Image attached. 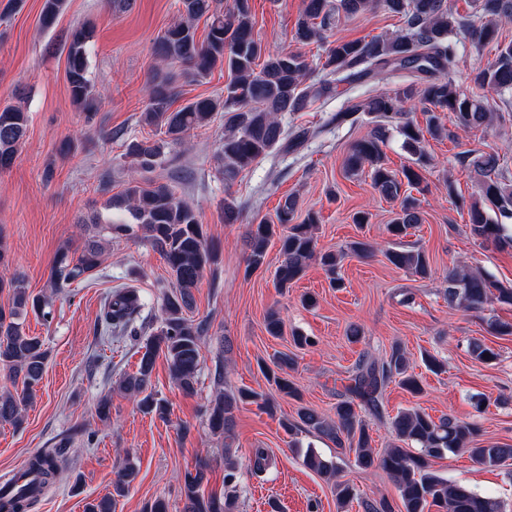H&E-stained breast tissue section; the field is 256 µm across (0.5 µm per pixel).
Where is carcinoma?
<instances>
[{"instance_id":"carcinoma-1","label":"carcinoma","mask_w":512,"mask_h":512,"mask_svg":"<svg viewBox=\"0 0 512 512\" xmlns=\"http://www.w3.org/2000/svg\"><path fill=\"white\" fill-rule=\"evenodd\" d=\"M65 0H45L42 24L50 26L62 13ZM187 17L169 26L154 43L153 55L163 62H179L188 67L194 78H204L216 68H228L231 74L222 97H202L179 108H173L178 92L168 77L154 76L149 85L144 122L159 129L164 138L156 141L132 140L126 144L125 156L143 172H152L165 160L164 149L180 146L192 128L206 126L214 115L224 117V139L219 146L222 166L219 174L228 184L257 160L273 150L295 151L317 130L303 128L296 133L285 129L278 115L282 112H308L315 104L325 105L336 95L340 84L353 83L368 74L384 75L410 70L425 79L397 89H373L367 98H347L330 116L329 123L338 127L354 124L358 114L371 118L367 135L353 142L345 161L349 172L370 169L373 187L384 197L400 201L388 232L400 240L422 218L414 199L401 196L402 185L418 186L423 171L430 163L425 151L426 137L445 134L458 136L460 131L488 127L494 120L483 91H512V41L502 40L504 25L512 22V0H480L485 21L477 28L469 16L454 9L449 0H302L295 23L293 39L307 45L321 42L340 16L353 17L381 7L403 26L392 35L366 40L339 35L327 49L321 69L311 66L305 55L297 51L265 53L254 35V17L249 0H234L228 13L211 9L210 0H182ZM203 15L210 20L204 41L197 39L193 20ZM465 32L478 45L495 46L494 61L479 69L474 76L476 90L464 93L448 82L447 73L457 65L451 37ZM89 34L78 29L67 46L66 80L72 102L92 119L98 111L97 99L89 78ZM422 105L425 125L408 117L406 105ZM456 131L445 132L441 113ZM29 115L18 105L0 107V170L9 168L23 143ZM402 137L403 148L411 156V164L399 172L385 166L384 147L391 132ZM462 166L474 174L477 199L468 207L471 235L484 243L499 247L512 245V235H504L499 219H512V184L505 176V159L497 151L465 150L459 154ZM119 199L125 203L127 216L97 217L87 225L92 235L78 251L60 250L51 270L53 286L67 288L83 280L101 263L100 234L111 238L142 237L160 254L174 277L173 291L164 295L158 315L148 322L150 337L142 346L138 369L122 377L119 386L138 401L146 413L164 419L167 406L156 394L147 392L156 358L164 355L178 387L186 395L195 392L199 371L201 345L208 336L206 319L188 316L194 303L193 290L198 287L203 271L213 265L216 254L209 244L196 210L178 198L167 183L136 180L126 184ZM494 212V219L489 212ZM314 215L300 217L296 196L282 199L275 219H262L249 225L246 244L249 249L247 267L250 271L266 263L268 247L278 238L279 265L276 284L286 288L298 279L309 263L317 260L330 277L333 288L342 286L337 277L340 256L316 250ZM385 258L398 268H405L425 278L431 267L426 252L419 247L391 248ZM12 295L9 307L0 306V366L13 380H21L22 392L0 394V424L18 427L23 413L39 385L48 351L38 336L25 332L28 313L46 320L50 317L49 302L44 296L28 292L21 279L0 277V292ZM446 299L448 305L466 311L480 312L495 301L512 305V288H503L490 276L472 273L461 267L448 271ZM145 304L135 288L122 287L111 293L101 316L103 332L122 336L134 322L142 318ZM471 353L482 362L498 358L493 349L478 340L470 343ZM295 359L281 355L276 369H265L274 394L302 400L299 389L288 377ZM414 396L424 392L418 377L409 372L407 358L399 344H394L382 361L362 359L345 387L343 398L336 403L335 417L325 418L315 410L302 406L297 419L281 421L287 432L314 431L340 449L354 453L361 469L378 468L395 483L400 506L387 499L362 497L348 481L338 479L335 463L308 450L303 463L312 471L335 479L336 502L343 507L356 500L364 512H502L501 503L492 495L479 494L468 487L450 483L431 469V461L447 455L466 454L483 466H498L512 459V446H482L478 443L476 424L452 415L432 418L425 411L412 407L399 411L392 420V430L399 444L377 453L373 438L362 413L380 412L387 384L393 377ZM242 404H255L267 413L275 409L273 394H259L246 389L226 394L206 406L212 435L226 439L224 455H230L227 440L235 425V412ZM68 462V445L60 442L40 451L27 462L35 484L8 498L0 496V512H29L38 496L50 486ZM254 471L262 473L271 465L265 448H255L250 459ZM134 464L126 462L112 481V495L86 504L84 512H112L117 500L126 495L136 479ZM208 468L195 466L178 478V492L185 500L184 512H236L237 473L233 463L224 468V493L207 494Z\"/></svg>"}]
</instances>
